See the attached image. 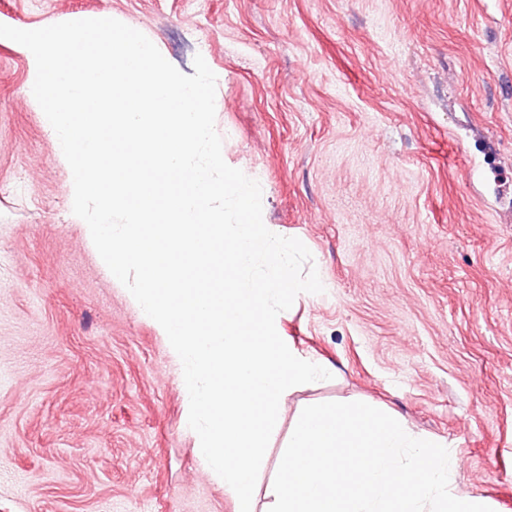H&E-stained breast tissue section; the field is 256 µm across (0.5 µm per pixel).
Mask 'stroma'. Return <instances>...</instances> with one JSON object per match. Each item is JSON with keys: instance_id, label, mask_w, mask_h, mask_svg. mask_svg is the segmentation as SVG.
<instances>
[{"instance_id": "obj_1", "label": "stroma", "mask_w": 512, "mask_h": 512, "mask_svg": "<svg viewBox=\"0 0 512 512\" xmlns=\"http://www.w3.org/2000/svg\"><path fill=\"white\" fill-rule=\"evenodd\" d=\"M86 17L217 76L216 130L323 293L277 316L332 379L457 452L455 491L512 512V0H0ZM0 38V512H238L197 455L179 367L71 216L69 169Z\"/></svg>"}]
</instances>
